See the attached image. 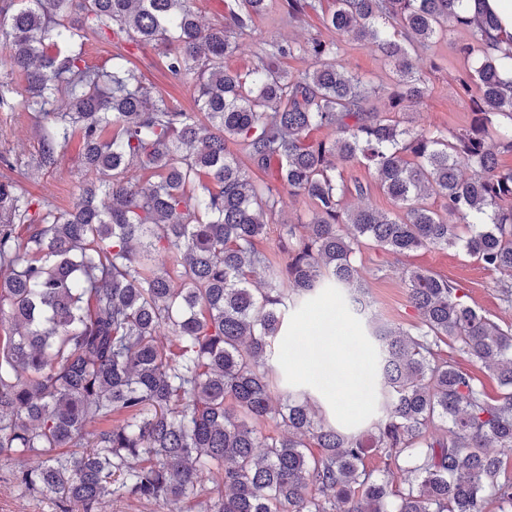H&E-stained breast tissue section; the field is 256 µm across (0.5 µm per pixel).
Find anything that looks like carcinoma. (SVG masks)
<instances>
[{"mask_svg":"<svg viewBox=\"0 0 512 512\" xmlns=\"http://www.w3.org/2000/svg\"><path fill=\"white\" fill-rule=\"evenodd\" d=\"M278 1L292 19L320 6L231 0L204 27L192 0H0V108L48 124L38 171L81 143L69 211L0 182V454L37 458L13 479L61 512L108 495L177 505L203 494L205 472L217 477L205 512H512L495 452L512 451V328L422 270L405 280L418 323L381 326L356 265L366 242L399 256L459 247L512 306V169L497 155L512 153V128H496L512 120V51L488 50L498 19L473 0H334L323 16L391 64L392 112L428 94L412 51L468 32L457 50L473 60L472 117L447 136L376 112L377 88L343 67L333 40L272 42L250 71L225 69ZM92 38L153 47L198 112L142 84L121 51L88 66ZM299 55L312 66L294 74L284 60ZM319 129L331 137H311ZM355 163L399 211L345 207L342 168ZM286 195L308 200V223L276 220ZM272 233L283 266L258 247ZM258 269L268 274L254 288ZM333 299L378 365L377 417L359 432L270 364L288 315ZM458 356L495 375L500 395ZM266 423L278 434H262ZM370 450L386 459L379 473L363 465ZM408 463V487L394 488Z\"/></svg>","mask_w":512,"mask_h":512,"instance_id":"carcinoma-1","label":"carcinoma"}]
</instances>
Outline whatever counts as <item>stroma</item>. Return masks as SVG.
I'll list each match as a JSON object with an SVG mask.
<instances>
[{"label":"stroma","mask_w":512,"mask_h":512,"mask_svg":"<svg viewBox=\"0 0 512 512\" xmlns=\"http://www.w3.org/2000/svg\"><path fill=\"white\" fill-rule=\"evenodd\" d=\"M310 37L335 39L334 33L323 26L320 15L311 13L292 21L274 8L256 20L250 34L241 37L238 51L227 59L226 65L244 72L257 64L265 44L302 42ZM467 37L465 31H451L429 47L413 51L414 64L430 94L420 104L399 112L402 125L446 134L467 125L469 102L460 88L466 70L454 51L455 43ZM128 58L145 83L182 110L194 111L190 89L170 75L155 50L133 47ZM339 59L349 72L379 87L380 94L373 105L377 111H387L388 97L396 88L387 61L375 48L358 41L341 42ZM0 152L9 154L14 163L10 169L0 166V180L21 181L34 196L50 199L60 210L72 208L77 199L79 141H71L54 169L38 171L34 160L39 152V132L34 116L0 109ZM357 266L376 322L404 327L416 324V313L406 299L405 277L408 269L422 268L447 277L466 293L471 306L500 325L512 326V307L499 300L495 275L462 250L421 249L396 256L366 247L357 256ZM280 343L283 367L305 376L321 401L330 403V419L353 429L372 413L374 360L360 337L341 325L334 302L311 305L290 318ZM20 465V460L0 455V512H59L55 499L19 491L12 475Z\"/></svg>","instance_id":"obj_1"}]
</instances>
